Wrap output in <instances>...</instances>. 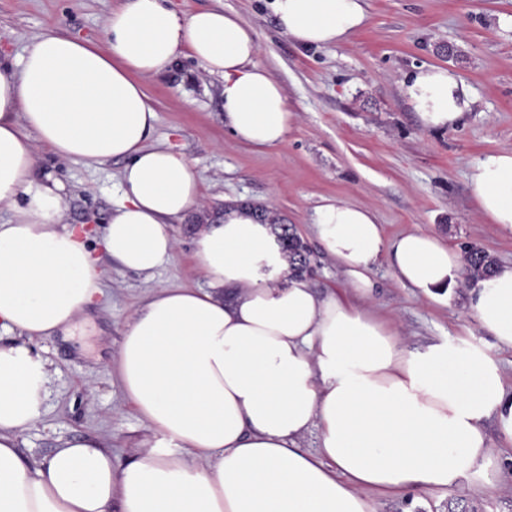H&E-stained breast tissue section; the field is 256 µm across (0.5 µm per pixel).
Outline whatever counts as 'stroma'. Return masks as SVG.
<instances>
[{
	"label": "stroma",
	"mask_w": 512,
	"mask_h": 512,
	"mask_svg": "<svg viewBox=\"0 0 512 512\" xmlns=\"http://www.w3.org/2000/svg\"><path fill=\"white\" fill-rule=\"evenodd\" d=\"M271 0H169L182 13L221 9L254 30L256 57L285 89L295 119L285 139L255 150L224 126L223 81L181 54L166 74L147 82L158 122L151 139L181 151L201 178L207 209L232 202L276 212L295 225L314 253L312 284L340 290L345 281L312 232L316 208L340 199L372 210L387 237L409 231L436 235L455 249L483 248L512 263V236L477 214L467 178L485 153L512 150V0H367L368 21L338 46L304 47L279 27ZM116 0H0V54L19 58L46 30L101 42L104 20ZM454 70L475 94L470 112L453 128L422 126L401 93L417 68ZM126 162L89 165L37 150V168L65 186L64 221L95 231L107 224L121 198ZM196 215L172 224L175 259L151 274L106 261L98 311L69 339L52 336L41 346L53 364L50 396L41 421L19 448L29 458L59 442L99 438L114 466L132 457L150 431L106 368L122 342L130 315L161 288H202L193 259ZM370 304L412 351L430 344L488 347L512 389V350L495 347L455 288L449 304L423 298L399 283L388 258L372 271ZM377 512H512V463L501 465L496 487L464 478L449 488H420L405 497L369 492Z\"/></svg>",
	"instance_id": "35a3bbf8"
}]
</instances>
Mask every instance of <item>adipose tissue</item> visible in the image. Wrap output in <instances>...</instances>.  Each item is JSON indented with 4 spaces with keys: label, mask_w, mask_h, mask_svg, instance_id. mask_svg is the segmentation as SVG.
<instances>
[{
    "label": "adipose tissue",
    "mask_w": 512,
    "mask_h": 512,
    "mask_svg": "<svg viewBox=\"0 0 512 512\" xmlns=\"http://www.w3.org/2000/svg\"><path fill=\"white\" fill-rule=\"evenodd\" d=\"M296 43L339 45L362 28L366 0H272ZM238 15L178 13L165 0H124L102 43L48 30L18 60L0 57V512H376L366 493L406 495L500 472L483 431L512 441V392L487 349L407 350L371 306L374 265L446 303L462 256L435 235L387 240L376 215L321 204L315 233L352 294L294 277L268 225L247 206L209 219L194 240L207 285L165 288L129 319L108 367L151 436L121 468L96 439H73L26 462L18 443L41 417L50 363L35 340L74 335L102 292L104 259L151 272L176 253L172 222L198 203L188 158L151 145L157 113L145 81L189 53L224 81V123L240 143H281L293 121L283 86L256 61ZM429 129L455 126L472 97L455 72L430 66L402 85ZM61 159L125 160L123 200L92 249L62 221L63 186L38 174L36 145ZM476 210L512 234V151L470 168ZM24 207H17L18 198ZM478 326L512 349V264L471 285ZM315 452L301 449L311 430Z\"/></svg>",
    "instance_id": "obj_1"
}]
</instances>
